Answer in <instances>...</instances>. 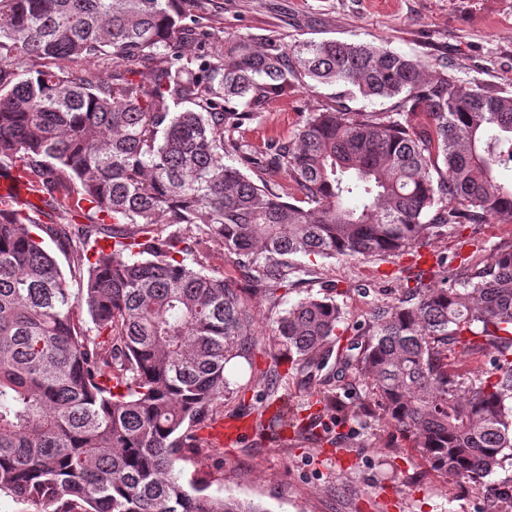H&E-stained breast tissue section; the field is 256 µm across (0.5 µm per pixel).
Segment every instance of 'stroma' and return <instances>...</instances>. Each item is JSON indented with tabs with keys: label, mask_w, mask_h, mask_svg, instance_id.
<instances>
[{
	"label": "stroma",
	"mask_w": 512,
	"mask_h": 512,
	"mask_svg": "<svg viewBox=\"0 0 512 512\" xmlns=\"http://www.w3.org/2000/svg\"><path fill=\"white\" fill-rule=\"evenodd\" d=\"M225 35H271L284 44L298 40L385 42L394 50L446 62L460 84L512 89V0H224ZM352 111L385 112L387 100L346 95L340 85L300 91L270 105L242 128L251 143L273 137L293 139L309 113L326 104ZM512 238L493 224H459L428 238L420 251L366 259H319L308 281L290 290L288 302L306 294L333 292L345 319V335L366 325L373 308L401 298L407 271L444 264L454 270L480 248ZM251 332L264 369L272 350L276 314L261 294L250 293ZM269 391L262 380L232 372L240 389L228 396L218 419H205L199 454L182 466L183 481L206 479L221 495L261 504L267 512H492L503 486L512 485V466L487 477L480 489L457 485L429 471L407 441L381 428L379 417L337 424L325 417L331 443L283 446L257 432L226 445L206 435L214 421L255 424L261 409L293 408L315 399L327 376L291 371Z\"/></svg>",
	"instance_id": "stroma-1"
}]
</instances>
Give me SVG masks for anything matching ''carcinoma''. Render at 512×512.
<instances>
[{"mask_svg":"<svg viewBox=\"0 0 512 512\" xmlns=\"http://www.w3.org/2000/svg\"><path fill=\"white\" fill-rule=\"evenodd\" d=\"M216 7L0 0V170L26 174L41 202L0 199V495L38 512H268L175 473L199 447L194 427L233 392L227 366L242 359L255 377L251 307L210 272L213 255L276 309L310 274L292 256H389L456 224L512 222V187L495 175L512 163V92L462 88L386 44L223 39ZM336 84L392 109L329 106L264 151L235 136L300 86ZM281 171L306 206L272 188ZM100 231L112 250L74 292L45 239L83 249ZM440 273L410 276L344 347L333 297L282 309L273 341L291 367L317 368L335 346L336 371L370 391L351 408L327 391L298 420L261 413L260 435L321 442V414L376 408L459 485L512 462V241L459 277ZM458 357L475 368L456 372Z\"/></svg>","mask_w":512,"mask_h":512,"instance_id":"1","label":"carcinoma"}]
</instances>
